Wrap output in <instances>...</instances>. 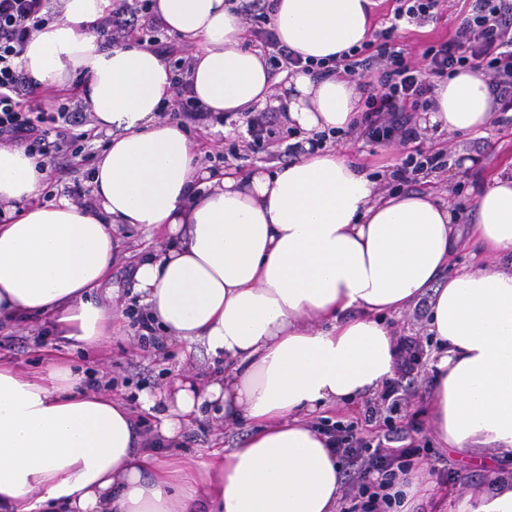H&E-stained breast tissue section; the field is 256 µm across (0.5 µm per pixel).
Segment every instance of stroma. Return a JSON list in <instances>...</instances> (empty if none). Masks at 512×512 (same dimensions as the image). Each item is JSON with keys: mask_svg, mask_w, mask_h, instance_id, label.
I'll use <instances>...</instances> for the list:
<instances>
[{"mask_svg": "<svg viewBox=\"0 0 512 512\" xmlns=\"http://www.w3.org/2000/svg\"><path fill=\"white\" fill-rule=\"evenodd\" d=\"M456 24V16L452 13L421 27L403 23L393 38L417 54L428 43L448 39ZM186 133L197 150L211 152L210 164L217 170L227 165L222 154L230 144L249 138L247 120L243 117L218 124H191ZM420 140L423 149L443 145L449 151L447 166L430 174L427 187L438 199L448 203L459 217L461 244L450 265L455 271L477 260L478 245L468 235L475 209L473 189L487 183L503 167H512V126L493 124L481 136L426 127L420 131ZM338 146L371 174L399 163L404 154L399 144L361 138L339 139ZM118 234L121 253L112 264L108 289L99 290L97 296L107 305L122 304L126 316L125 333L112 336L98 347L70 349L47 323L42 324V336L38 339L30 336L24 325L9 330L0 328L1 361L12 362L26 371H40L47 366L49 358L54 357L79 372L85 388L101 389L130 403L135 402L138 393L144 390L169 391L176 378L205 377L214 373L215 368L202 345L173 341L159 349L154 339H142L138 321L146 309L139 304L132 288L134 253L143 247H162L165 240L160 235L150 236L127 224L120 225ZM426 313L425 305L421 304L389 319L396 337L416 339V353L421 357L416 373L395 379L396 394L388 399L379 394L368 395L328 409L326 419L320 420L319 425L324 428L339 422L351 427L355 436L370 438L384 435L391 426L403 429L407 442L419 447L418 459L427 463L434 484L430 496L416 504L415 512H459V505L469 488L495 486L503 474L512 473V455L483 443L473 444L464 453L440 447L426 413L433 379L429 362L437 347L427 331ZM370 406L377 407L381 417L369 423L365 413ZM248 432L246 426L226 424L223 406L216 403L204 419L182 429L178 445L171 454L194 464L206 458L211 449L235 447Z\"/></svg>", "mask_w": 512, "mask_h": 512, "instance_id": "35a3bbf8", "label": "stroma"}]
</instances>
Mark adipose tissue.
<instances>
[{"instance_id": "adipose-tissue-1", "label": "adipose tissue", "mask_w": 512, "mask_h": 512, "mask_svg": "<svg viewBox=\"0 0 512 512\" xmlns=\"http://www.w3.org/2000/svg\"><path fill=\"white\" fill-rule=\"evenodd\" d=\"M276 36L305 57L367 42L377 0H271ZM155 20L194 47L193 96L213 114L284 110L308 132L350 127L356 80L294 72L274 77L230 0H155ZM112 0H65L20 58L47 89L78 76L112 141L92 175L99 210L68 200L35 206L44 171L0 145V320L45 318L76 346L122 326L100 304L118 251L115 225L167 239L134 273L139 301L168 338L205 347L224 372L141 393L156 434L141 442L121 400L79 390L70 366L24 371L0 361V512H337L343 476L331 438L307 417L390 384L397 349L385 316L426 301L441 346L431 363L432 428L443 447L478 440L512 452V270L447 275L457 216L432 193L376 198L341 151L302 156L274 172L214 175L182 125L161 119L172 73L152 50L102 45ZM429 126L484 133L487 84L466 71L438 83ZM472 239L489 258L512 255V172L475 200ZM447 283H440V276ZM220 401L251 431L190 466L160 458L183 427ZM459 512H512V479L467 491Z\"/></svg>"}]
</instances>
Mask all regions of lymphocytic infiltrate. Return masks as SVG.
<instances>
[{
	"instance_id": "f902f5d3",
	"label": "lymphocytic infiltrate",
	"mask_w": 512,
	"mask_h": 512,
	"mask_svg": "<svg viewBox=\"0 0 512 512\" xmlns=\"http://www.w3.org/2000/svg\"><path fill=\"white\" fill-rule=\"evenodd\" d=\"M49 3L0 0V141L24 146L28 154L50 162L62 159L76 165L83 161L92 136L85 128L81 101L64 98L42 103L36 85L26 80L19 67L27 44L49 20ZM150 4L151 0H113L103 24L110 28L113 43L134 42L171 60L172 110L184 122H200L207 112L189 94L186 77L191 57L158 36ZM240 10L255 43L268 51L277 69L302 70L317 77L340 72L359 81L364 107L352 132L372 142L407 147V154L389 174L397 185L418 183L420 175L446 165L445 152L414 145L418 137L414 115L432 107L436 81L467 70L480 72L499 123H507L512 112V0H462V19L454 34L426 45L419 59H411L407 49L394 42L388 27L378 31L374 41L349 49L330 65L302 60L281 44L268 27L269 0H244ZM329 434L337 456L348 465L353 494L350 512H391L400 501L394 487L409 471L415 449L395 447L390 435L373 445L341 425L330 428Z\"/></svg>"
}]
</instances>
